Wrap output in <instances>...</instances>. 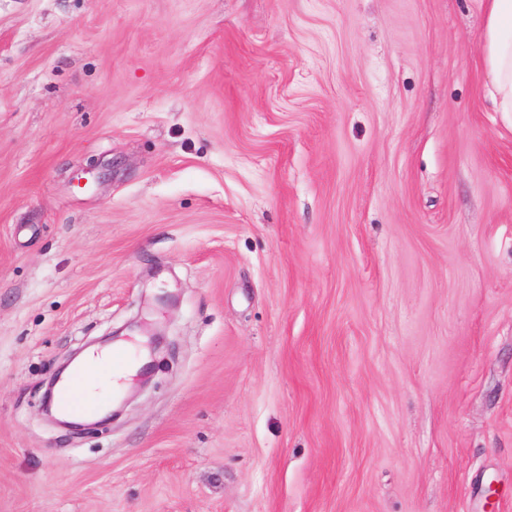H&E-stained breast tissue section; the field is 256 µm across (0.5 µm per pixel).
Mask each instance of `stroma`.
I'll list each match as a JSON object with an SVG mask.
<instances>
[{
    "instance_id": "stroma-1",
    "label": "stroma",
    "mask_w": 512,
    "mask_h": 512,
    "mask_svg": "<svg viewBox=\"0 0 512 512\" xmlns=\"http://www.w3.org/2000/svg\"><path fill=\"white\" fill-rule=\"evenodd\" d=\"M481 30L478 0H0V512H512ZM131 321L170 342L150 386L47 421Z\"/></svg>"
}]
</instances>
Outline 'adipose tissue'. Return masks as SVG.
Instances as JSON below:
<instances>
[{
  "instance_id": "obj_1",
  "label": "adipose tissue",
  "mask_w": 512,
  "mask_h": 512,
  "mask_svg": "<svg viewBox=\"0 0 512 512\" xmlns=\"http://www.w3.org/2000/svg\"><path fill=\"white\" fill-rule=\"evenodd\" d=\"M480 5L484 16L481 66L490 84L491 108L512 116V0H480ZM131 349L128 343L91 346L76 358L70 369L81 372L85 389L106 407L124 393L130 376L138 369L131 360L120 373H113L112 354Z\"/></svg>"
}]
</instances>
